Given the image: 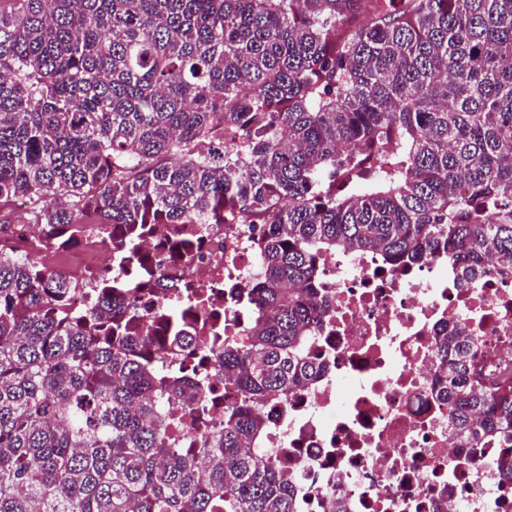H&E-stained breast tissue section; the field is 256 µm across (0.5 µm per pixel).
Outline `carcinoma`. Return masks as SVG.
Listing matches in <instances>:
<instances>
[{
	"instance_id": "obj_1",
	"label": "carcinoma",
	"mask_w": 512,
	"mask_h": 512,
	"mask_svg": "<svg viewBox=\"0 0 512 512\" xmlns=\"http://www.w3.org/2000/svg\"><path fill=\"white\" fill-rule=\"evenodd\" d=\"M393 2L0 0V211L33 202L0 217V512H296L288 471L244 450L264 427L245 403L323 371L302 349L319 252L512 273V0ZM255 222L249 342L213 353L44 261L91 225L133 252L152 224ZM175 347L243 399L195 454L160 421L198 388L162 368ZM438 349L453 425L512 436V374L480 381L464 332Z\"/></svg>"
}]
</instances>
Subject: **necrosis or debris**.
<instances>
[{
  "label": "necrosis or debris",
  "mask_w": 512,
  "mask_h": 512,
  "mask_svg": "<svg viewBox=\"0 0 512 512\" xmlns=\"http://www.w3.org/2000/svg\"><path fill=\"white\" fill-rule=\"evenodd\" d=\"M193 251L175 256L174 238ZM258 232L246 224H155L136 253L89 235L84 266L109 276L143 313L167 305L205 343L246 344L257 306L245 290L261 274ZM325 311L303 351L325 363L309 387L261 406L255 447L285 466L301 512H512V437L474 442L458 433L441 396L443 330L469 331L484 377L512 370V280L489 275L463 286L435 258L395 269L369 252L320 256ZM173 373L194 372L203 398L228 403L214 363L165 357Z\"/></svg>",
  "instance_id": "obj_1"
}]
</instances>
